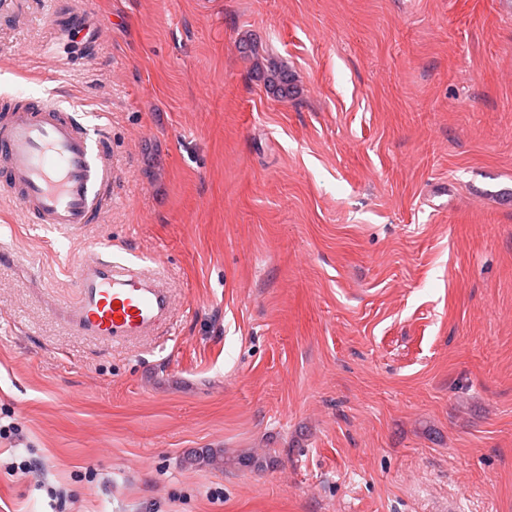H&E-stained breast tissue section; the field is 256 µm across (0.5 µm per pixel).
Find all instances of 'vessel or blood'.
<instances>
[{
    "instance_id": "1",
    "label": "vessel or blood",
    "mask_w": 512,
    "mask_h": 512,
    "mask_svg": "<svg viewBox=\"0 0 512 512\" xmlns=\"http://www.w3.org/2000/svg\"><path fill=\"white\" fill-rule=\"evenodd\" d=\"M55 31L84 25L82 13L53 9ZM112 162L102 130L55 103L27 97L0 106V191L31 224L78 228L112 202ZM74 329L111 343L156 335L174 311L168 288L146 267L89 250L76 261Z\"/></svg>"
}]
</instances>
